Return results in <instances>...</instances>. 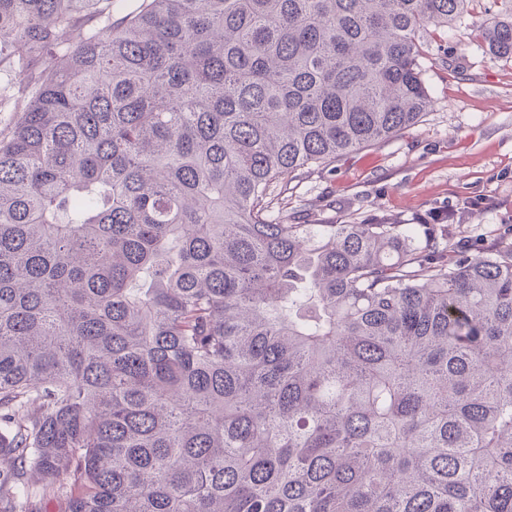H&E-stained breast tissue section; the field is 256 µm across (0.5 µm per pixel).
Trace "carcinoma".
I'll return each mask as SVG.
<instances>
[{"label": "carcinoma", "instance_id": "1", "mask_svg": "<svg viewBox=\"0 0 512 512\" xmlns=\"http://www.w3.org/2000/svg\"><path fill=\"white\" fill-rule=\"evenodd\" d=\"M466 2L0 0V512H512V246L288 223Z\"/></svg>", "mask_w": 512, "mask_h": 512}]
</instances>
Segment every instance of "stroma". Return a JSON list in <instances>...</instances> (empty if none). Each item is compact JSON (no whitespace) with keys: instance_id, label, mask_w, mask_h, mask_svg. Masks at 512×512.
<instances>
[{"instance_id":"1","label":"stroma","mask_w":512,"mask_h":512,"mask_svg":"<svg viewBox=\"0 0 512 512\" xmlns=\"http://www.w3.org/2000/svg\"><path fill=\"white\" fill-rule=\"evenodd\" d=\"M501 8L468 0L463 21L426 39V115L293 180L289 223L425 224L451 211L449 244L482 252L512 240V58L494 57L473 32Z\"/></svg>"}]
</instances>
